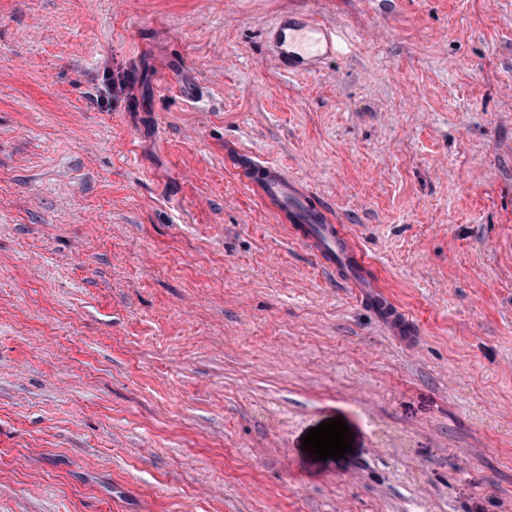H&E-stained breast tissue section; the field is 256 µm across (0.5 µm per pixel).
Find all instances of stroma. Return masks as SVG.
<instances>
[{
    "instance_id": "1",
    "label": "stroma",
    "mask_w": 512,
    "mask_h": 512,
    "mask_svg": "<svg viewBox=\"0 0 512 512\" xmlns=\"http://www.w3.org/2000/svg\"><path fill=\"white\" fill-rule=\"evenodd\" d=\"M0 512H512V0H0ZM293 36L281 35L275 50L277 63L288 71H310L336 52V33L312 14L288 23ZM253 168L265 171L266 178L261 187L264 196L276 201L291 223L307 225L305 240L318 259L336 269V274L379 312L393 334H410L406 314L388 300L383 285L370 274L366 257L344 225L328 224L325 211L312 205L309 196L278 167L253 161L247 169Z\"/></svg>"
}]
</instances>
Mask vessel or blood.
<instances>
[{
	"mask_svg": "<svg viewBox=\"0 0 512 512\" xmlns=\"http://www.w3.org/2000/svg\"><path fill=\"white\" fill-rule=\"evenodd\" d=\"M292 37H280L275 50L278 64L289 71H310L336 52V35L314 16L291 23ZM266 178L262 192L276 201L291 223L307 227L306 240L318 259L355 288L375 308L393 334L409 331L405 313L389 301L381 282L369 272V264L355 240L341 225L329 223L323 209L310 203L308 195L276 166L264 164Z\"/></svg>",
	"mask_w": 512,
	"mask_h": 512,
	"instance_id": "1",
	"label": "vessel or blood"
}]
</instances>
